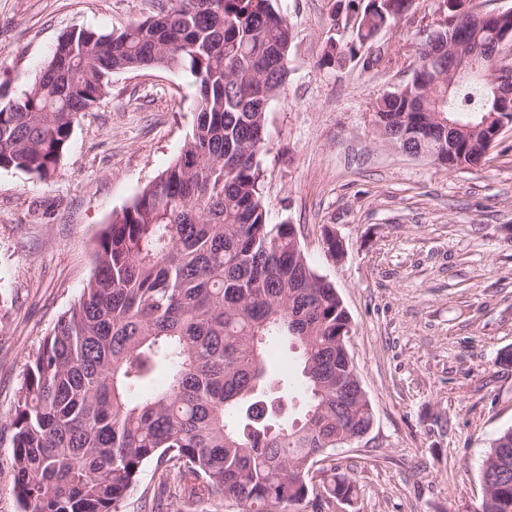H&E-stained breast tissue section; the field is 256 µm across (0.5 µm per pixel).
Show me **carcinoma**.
<instances>
[{
    "instance_id": "obj_1",
    "label": "carcinoma",
    "mask_w": 512,
    "mask_h": 512,
    "mask_svg": "<svg viewBox=\"0 0 512 512\" xmlns=\"http://www.w3.org/2000/svg\"><path fill=\"white\" fill-rule=\"evenodd\" d=\"M275 0H166L123 31L64 32L19 95L0 89V168L52 177L75 124L109 93L112 75L185 71L196 119L174 161L101 233L94 273L27 369L11 417L13 494L23 512H118L144 468V512H179L215 495L240 512H271L315 491L313 467L374 420L370 401L336 413L325 362L348 368L352 329L335 286L311 266L294 225L271 224L260 152L266 114L290 73L294 32ZM413 0H349L346 42L319 60L339 71ZM449 27L418 53L412 78L381 97L387 139L450 169L480 167L487 144L466 128L492 115L490 64L448 88ZM441 114L448 128L415 117ZM301 349L305 412L279 417L288 380L268 364L272 342ZM164 383L156 385L159 377ZM265 402L262 422L250 409ZM481 512H512V428L482 463ZM329 498L357 493L322 480Z\"/></svg>"
}]
</instances>
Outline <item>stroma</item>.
<instances>
[{"label": "stroma", "instance_id": "1", "mask_svg": "<svg viewBox=\"0 0 512 512\" xmlns=\"http://www.w3.org/2000/svg\"><path fill=\"white\" fill-rule=\"evenodd\" d=\"M158 0H0V83L24 88L74 27L120 31ZM349 0H278L294 31L291 72L267 113L261 154L271 223L294 224L352 321L347 347L374 414L329 467L353 500L312 496L278 512H478L492 441L512 428V128L478 168L451 170L386 143L377 99L411 77L420 45L448 17L414 0L368 50L381 64L319 68L348 40ZM189 73L120 72L75 126L46 181L0 169V512L12 494L10 418L27 369L80 298L113 214L173 161L195 115ZM344 257L325 254V231Z\"/></svg>", "mask_w": 512, "mask_h": 512}]
</instances>
